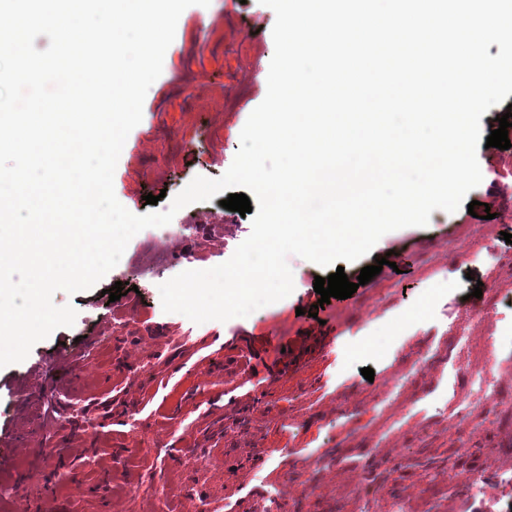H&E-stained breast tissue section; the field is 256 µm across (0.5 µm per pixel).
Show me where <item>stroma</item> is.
I'll list each match as a JSON object with an SVG mask.
<instances>
[{
    "label": "stroma",
    "mask_w": 512,
    "mask_h": 512,
    "mask_svg": "<svg viewBox=\"0 0 512 512\" xmlns=\"http://www.w3.org/2000/svg\"><path fill=\"white\" fill-rule=\"evenodd\" d=\"M199 11L193 5L181 14L163 72L115 169L116 197L138 215L168 209L179 182L222 176L266 95V82L254 81L247 62L269 67L271 31L232 43L206 29ZM194 43L200 55L184 57L182 46ZM143 141L153 143L151 155L140 151ZM510 185L512 167L497 168L468 193L474 214L436 210L425 227L385 234L371 255L345 263L358 286L351 298L319 305L314 278L328 269L292 255L293 292L225 322L197 324L164 312L158 286L226 262L250 235V218L225 213L215 197L179 210L173 235L142 230L97 285L54 293L55 305L76 309L72 326L0 368V512H24L48 482L55 512H240L243 504L247 512H266L270 496L295 482L302 488L286 512H332V486L362 474L380 485L370 512H391L396 500L414 512L408 488L442 473L449 448L461 443L470 453L455 478L494 483L497 472L483 461L512 429V365L494 360V340L512 324V244L504 240L512 223L491 234L483 215L505 207L499 191ZM148 194L158 196L157 205L146 204ZM223 213L226 223H210ZM150 239L171 250L164 267H155L146 250ZM390 251L394 266L358 285L360 270ZM150 269L157 285L145 277ZM117 283L127 294L113 302L107 291ZM131 306L140 319L125 318ZM339 322L346 329L341 346L324 353L301 348V337ZM242 336L251 337L263 365L294 357L299 366L275 376L272 398L233 432L227 407H247L257 392L236 362ZM89 347L96 354L86 361ZM365 367L379 381L369 392L359 387ZM488 370L501 401L483 417L472 379ZM50 375L60 399L49 411L42 399ZM23 384L38 394L28 406L17 396ZM34 425L38 434L19 446L16 433ZM393 438L424 453L430 465L395 472L376 454ZM254 454L264 458L258 468L227 470L226 458Z\"/></svg>",
    "instance_id": "obj_1"
}]
</instances>
